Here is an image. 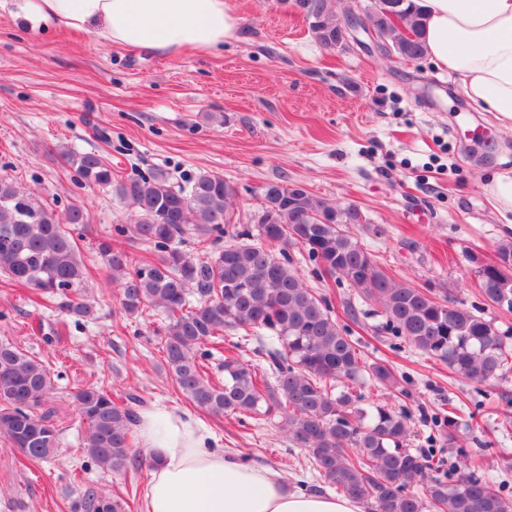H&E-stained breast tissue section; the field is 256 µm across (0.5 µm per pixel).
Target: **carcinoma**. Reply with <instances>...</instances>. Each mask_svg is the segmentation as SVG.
<instances>
[{
  "label": "carcinoma",
  "mask_w": 512,
  "mask_h": 512,
  "mask_svg": "<svg viewBox=\"0 0 512 512\" xmlns=\"http://www.w3.org/2000/svg\"><path fill=\"white\" fill-rule=\"evenodd\" d=\"M294 2L317 44L331 49L347 41L335 0ZM371 21L399 57L424 56L422 19L412 0H376ZM68 163L79 184L111 188L136 205L134 223L112 225L114 241L99 243V257L119 287L125 314H167L165 363L196 408L254 421L278 417L288 439L308 452V466L336 492L367 504L368 512H512L504 485L483 473V457L459 444L461 408L430 417L442 446L458 456L448 479L442 455L410 447L418 432L406 410L389 404L363 408L349 391L362 371L360 350L326 298L301 279L286 255L290 246L303 247L318 268L377 301L393 337L467 379L491 385L512 370V334L477 307L395 282L350 232V225L362 223L357 207H338L295 184L269 183L255 230H237L230 228L237 190L222 175L200 174L177 189L161 173L119 178L94 151L73 153ZM87 232L82 207L59 214L0 179V275L79 325L97 314L84 296L90 268L77 245ZM228 235L233 241L217 247ZM188 236L193 253L182 249ZM126 242L146 244L152 256L134 257ZM476 276L487 303L512 310V241L477 266ZM227 331L268 346V370L259 372L230 353L224 357V385L212 384L205 361L224 344ZM367 373L383 385L396 384L384 365H370ZM53 389L52 372L41 359L0 342V435L31 462L59 452L54 412L45 406ZM74 398L91 462L113 473L135 465L134 410L116 405L98 385L78 390ZM79 507L121 509L91 488L83 491Z\"/></svg>",
  "instance_id": "cac0c4a2"
}]
</instances>
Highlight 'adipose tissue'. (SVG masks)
<instances>
[{
	"label": "adipose tissue",
	"mask_w": 512,
	"mask_h": 512,
	"mask_svg": "<svg viewBox=\"0 0 512 512\" xmlns=\"http://www.w3.org/2000/svg\"><path fill=\"white\" fill-rule=\"evenodd\" d=\"M425 54L454 73L473 104L512 127V0H415ZM34 20L93 34L102 43L175 55L207 53L240 37L228 0H23ZM154 458L144 512H362L356 500L309 492L272 468L213 448L183 413L154 407L139 415Z\"/></svg>",
	"instance_id": "1"
}]
</instances>
